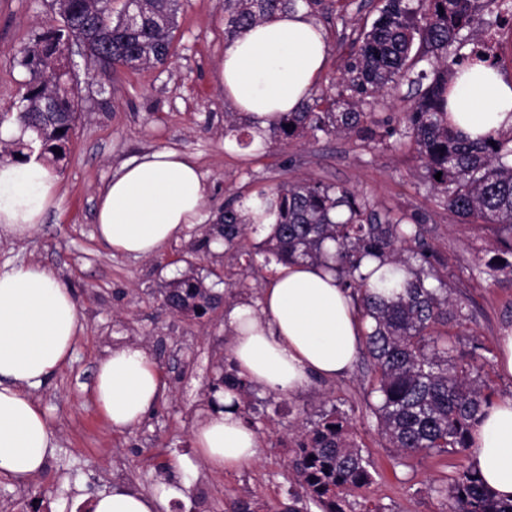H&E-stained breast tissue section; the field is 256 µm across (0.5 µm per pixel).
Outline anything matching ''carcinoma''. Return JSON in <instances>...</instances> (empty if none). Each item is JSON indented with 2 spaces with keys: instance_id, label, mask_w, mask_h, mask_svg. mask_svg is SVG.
<instances>
[{
  "instance_id": "carcinoma-1",
  "label": "carcinoma",
  "mask_w": 512,
  "mask_h": 512,
  "mask_svg": "<svg viewBox=\"0 0 512 512\" xmlns=\"http://www.w3.org/2000/svg\"><path fill=\"white\" fill-rule=\"evenodd\" d=\"M304 2L312 12L326 9V0H225L226 43L246 27L269 22L283 10ZM66 14L63 25L49 26L20 50L19 65L30 75L29 86L14 112H1L0 124L14 120L32 133L26 144L63 159L80 118V89L71 83L64 47L81 33L90 43L92 64L101 53L133 70L165 62L177 27L178 0H133L137 23L122 16L99 21L87 0H55ZM477 0H382L370 27L352 33L348 57L336 85L340 90H313L297 112H288L268 128L275 139L344 136L362 143L372 139L379 119L360 106L379 99L401 84L414 90L413 111L403 126L393 128L391 147H414L420 178L438 202L462 221L490 224L499 238L503 262L486 264L487 274L512 277V132L471 139L448 121L450 87L469 61H487L471 53L448 59V46L460 31L478 29ZM429 68L419 67L422 61ZM440 179H435L436 174ZM262 204L278 209L275 231L246 250L241 240L251 223L234 202L224 204L198 248L211 239L224 240L225 250L255 271L264 263L306 261L331 265L339 285L350 291L362 318L365 353L372 363L369 406L379 434L403 456L428 455L450 448L471 450L469 435L493 392L484 379L493 351L476 345L463 356L458 350L462 304L452 297L448 281L433 264L434 251L427 227L415 214L381 211L355 188L311 180L289 181L258 193ZM375 260L382 269L362 271ZM164 304L177 313L206 315L212 297L204 282L190 272L168 285ZM224 387L236 391L240 405L249 408L251 384L239 376L234 363L224 371ZM295 489L288 502L256 507L234 500L230 512H308V503L326 512H345L342 503L353 487L373 482L370 463L356 442L347 417L335 410L293 438ZM436 492L448 499V512H512L485 486L476 471L460 469Z\"/></svg>"
}]
</instances>
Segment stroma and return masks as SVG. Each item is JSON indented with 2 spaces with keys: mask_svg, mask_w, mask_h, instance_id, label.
Here are the masks:
<instances>
[{
  "mask_svg": "<svg viewBox=\"0 0 512 512\" xmlns=\"http://www.w3.org/2000/svg\"><path fill=\"white\" fill-rule=\"evenodd\" d=\"M179 5L167 62L120 73L110 91L87 80L85 59L73 55V71L82 79L81 117L56 171L59 204L31 239L0 241V268L34 261L55 270L72 288L83 323L71 360L33 392L57 436L58 454L28 482L1 475L0 512H54L57 501L81 481L91 494L115 486L148 493L171 477L158 462L193 455L192 430L211 411L208 384L230 359L224 308L258 305L276 269L268 264L242 288L241 267L230 255L194 252L225 201L243 209L259 190L302 178L352 186L381 207L417 215L427 225V240L463 306L461 352L477 342L494 347L503 330L512 328V280L475 269L478 259L496 254L495 231L460 223L420 183L415 151L390 145L387 126L396 125L413 106L407 87L372 104L384 124L369 144L322 136L287 144L272 140L261 151L239 147L224 134V114L231 106L218 77L224 0H180ZM379 5L380 0H365L363 8H349L343 16L333 10L315 14L330 46L319 86L334 81L353 29L371 25ZM60 23L52 0H0V110L18 103L29 79L18 63L19 49L46 26ZM165 147L197 160L208 191L202 223L191 225L152 258L109 251L96 235L99 191L123 162ZM190 269L221 298L220 307L200 320L162 306L167 285ZM131 342L149 351L166 390L137 427L117 432L95 404L92 387L101 358ZM369 380V363L361 354L347 374L313 381L297 393L253 389L249 415L262 431L257 461L224 473L198 465L186 500L172 504L171 512H225L237 499L287 501L292 437L334 409L349 418L375 479L369 488L348 491V512H359L367 502L380 512H448L447 500L434 488L467 465L468 454L398 455L367 407Z\"/></svg>",
  "mask_w": 512,
  "mask_h": 512,
  "instance_id": "1",
  "label": "stroma"
}]
</instances>
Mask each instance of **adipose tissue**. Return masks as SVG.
I'll return each mask as SVG.
<instances>
[{"label": "adipose tissue", "instance_id": "adipose-tissue-1", "mask_svg": "<svg viewBox=\"0 0 512 512\" xmlns=\"http://www.w3.org/2000/svg\"><path fill=\"white\" fill-rule=\"evenodd\" d=\"M328 45L304 8L280 13L242 31L224 51L219 82L225 99L247 119L253 148L280 113L297 111L323 71ZM451 118L467 134L512 127V84L475 65L455 79ZM207 188L194 157L158 149L125 162L98 196L96 234L112 250L154 256L185 229L201 223ZM58 201V178L37 157L0 160V233L29 238ZM231 354L251 384L293 393L313 379L350 369L364 324L352 296L333 273L311 263L280 265L259 308L229 306ZM82 328L73 291L52 269L30 262L0 269V475L27 482L56 455L48 417L32 395L71 358ZM164 390L148 350L113 348L97 367L94 397L117 430L135 428ZM194 429L195 458L177 457V472L202 461L215 472L255 461L260 439L225 390ZM471 464L501 498H512V396L493 399L471 431ZM188 484L178 479L141 494L115 488L97 493L91 512H170Z\"/></svg>", "mask_w": 512, "mask_h": 512}]
</instances>
